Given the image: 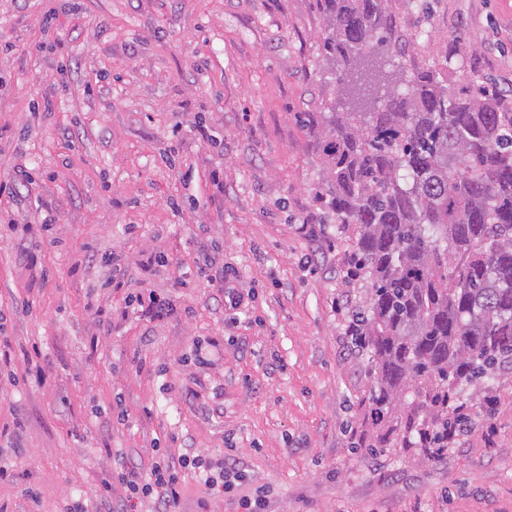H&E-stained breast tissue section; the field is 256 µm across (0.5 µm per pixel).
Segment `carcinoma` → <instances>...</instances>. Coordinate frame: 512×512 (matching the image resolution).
I'll use <instances>...</instances> for the list:
<instances>
[{
    "label": "carcinoma",
    "instance_id": "1",
    "mask_svg": "<svg viewBox=\"0 0 512 512\" xmlns=\"http://www.w3.org/2000/svg\"><path fill=\"white\" fill-rule=\"evenodd\" d=\"M321 6L334 69L314 128L319 199L336 233L356 230L350 276L370 279L354 344L370 353L374 414L422 389L414 408L440 441L460 421L448 400L512 367V109L407 70L383 0Z\"/></svg>",
    "mask_w": 512,
    "mask_h": 512
}]
</instances>
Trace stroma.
Wrapping results in <instances>:
<instances>
[{
  "label": "stroma",
  "mask_w": 512,
  "mask_h": 512,
  "mask_svg": "<svg viewBox=\"0 0 512 512\" xmlns=\"http://www.w3.org/2000/svg\"><path fill=\"white\" fill-rule=\"evenodd\" d=\"M384 5L408 68L512 100V0ZM323 27L316 0H0V181L32 176L0 196V512H101L115 459L158 454L204 464L178 512L259 486L264 512H512L511 368L461 395L487 423L435 457L408 432L424 413L372 412L349 332L369 283L317 199ZM150 291L174 310L138 312ZM228 454L243 483L210 488ZM201 272L207 277L209 282L217 283L219 288L224 291V298H228L229 308L236 309L241 296L234 268L228 263H224V265L218 268L214 262L206 260L204 267L201 268Z\"/></svg>",
  "instance_id": "1"
}]
</instances>
